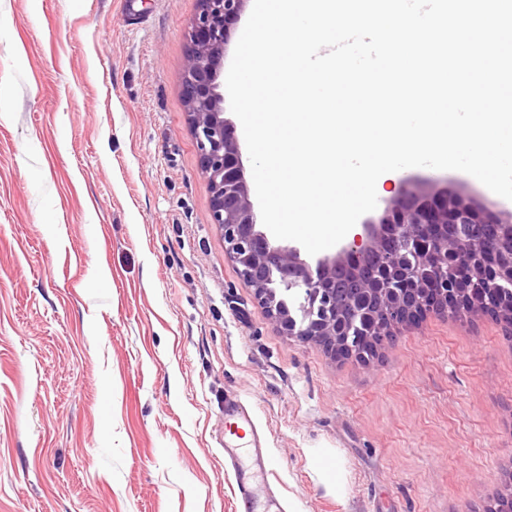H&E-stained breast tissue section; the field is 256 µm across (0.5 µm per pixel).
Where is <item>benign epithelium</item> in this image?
Instances as JSON below:
<instances>
[{"label":"benign epithelium","mask_w":512,"mask_h":512,"mask_svg":"<svg viewBox=\"0 0 512 512\" xmlns=\"http://www.w3.org/2000/svg\"><path fill=\"white\" fill-rule=\"evenodd\" d=\"M247 2L200 0L184 91L224 257L255 289L277 328L336 357H362L375 336L422 314L461 308L493 313L511 336L512 295L502 289H512V211L460 186L399 180L379 216L364 218L362 232L313 264L259 229L241 144L224 116V54ZM339 272L360 287L346 304L336 303Z\"/></svg>","instance_id":"obj_1"}]
</instances>
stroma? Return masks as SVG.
I'll list each match as a JSON object with an SVG mask.
<instances>
[{
	"instance_id": "obj_1",
	"label": "stroma",
	"mask_w": 512,
	"mask_h": 512,
	"mask_svg": "<svg viewBox=\"0 0 512 512\" xmlns=\"http://www.w3.org/2000/svg\"><path fill=\"white\" fill-rule=\"evenodd\" d=\"M199 7L4 5L0 512H239L231 400L284 512H484L512 473V339L432 314L359 360L277 329L188 122Z\"/></svg>"
}]
</instances>
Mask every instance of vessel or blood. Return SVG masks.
Listing matches in <instances>:
<instances>
[{"mask_svg": "<svg viewBox=\"0 0 512 512\" xmlns=\"http://www.w3.org/2000/svg\"><path fill=\"white\" fill-rule=\"evenodd\" d=\"M229 415L237 419L249 432L236 445H225L224 462L233 472L235 493L243 512H281L278 499L263 493L260 481L270 464V456L254 420L246 407L238 402L226 406Z\"/></svg>", "mask_w": 512, "mask_h": 512, "instance_id": "b4317fda", "label": "vessel or blood"}]
</instances>
